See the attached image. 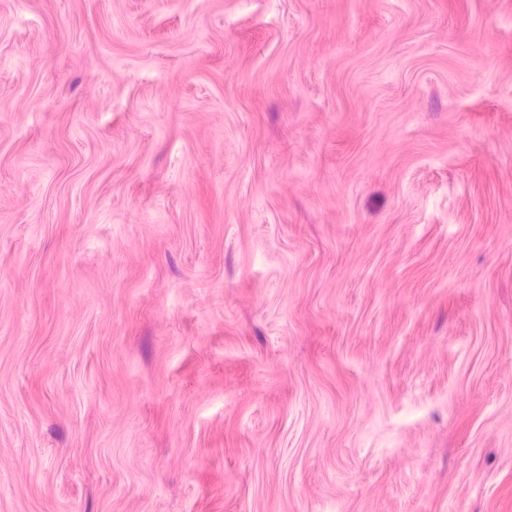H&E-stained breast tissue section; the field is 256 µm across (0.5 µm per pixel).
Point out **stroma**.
Returning a JSON list of instances; mask_svg holds the SVG:
<instances>
[{
	"label": "stroma",
	"mask_w": 512,
	"mask_h": 512,
	"mask_svg": "<svg viewBox=\"0 0 512 512\" xmlns=\"http://www.w3.org/2000/svg\"><path fill=\"white\" fill-rule=\"evenodd\" d=\"M0 512H512V0H0Z\"/></svg>",
	"instance_id": "1"
}]
</instances>
